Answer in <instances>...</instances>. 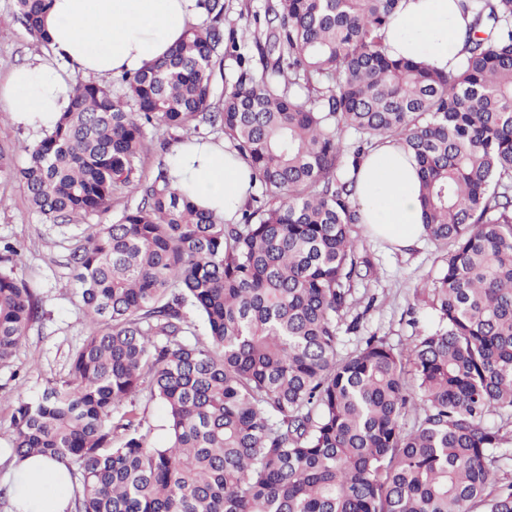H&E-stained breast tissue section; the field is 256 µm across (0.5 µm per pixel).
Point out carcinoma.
Masks as SVG:
<instances>
[{
  "label": "carcinoma",
  "instance_id": "cac0c4a2",
  "mask_svg": "<svg viewBox=\"0 0 512 512\" xmlns=\"http://www.w3.org/2000/svg\"><path fill=\"white\" fill-rule=\"evenodd\" d=\"M14 2L48 43L49 0ZM198 2L209 25L122 75L120 96L77 81L10 171L52 224L140 194L76 240L85 337L66 377L16 404L13 456L78 466L68 512H512V450L488 423L512 417V0H455L471 23L447 71L388 55L400 0H275L253 51L225 35L224 0ZM203 125L263 188L235 223L166 168L136 178L147 127ZM388 140L413 153L426 235L448 244L414 286L437 324L406 351L349 316L373 270L352 236L358 159ZM40 314L1 265L0 366ZM143 397L166 407L164 446ZM136 200L137 193L135 191L125 190L123 193L113 197L112 205L108 212L89 216L85 224H110L126 205L133 204Z\"/></svg>",
  "mask_w": 512,
  "mask_h": 512
}]
</instances>
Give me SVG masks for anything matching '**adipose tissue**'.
<instances>
[{
  "label": "adipose tissue",
  "instance_id": "obj_1",
  "mask_svg": "<svg viewBox=\"0 0 512 512\" xmlns=\"http://www.w3.org/2000/svg\"><path fill=\"white\" fill-rule=\"evenodd\" d=\"M198 0H53L43 19L54 60L26 65L0 83V106L27 132H51L70 104L76 77L135 72L165 57L201 16ZM468 24L454 0H401L385 31L393 56L446 70L457 61ZM173 188L230 220L251 186L248 166L225 143L190 139L169 163ZM357 200L368 230L399 248L425 234L417 163L387 142L359 169ZM16 512H65L70 478L63 464L33 456L5 476Z\"/></svg>",
  "mask_w": 512,
  "mask_h": 512
}]
</instances>
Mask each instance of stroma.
Wrapping results in <instances>:
<instances>
[{"mask_svg":"<svg viewBox=\"0 0 512 512\" xmlns=\"http://www.w3.org/2000/svg\"><path fill=\"white\" fill-rule=\"evenodd\" d=\"M12 4L13 0H0V79L15 67L52 58L49 46L14 20ZM193 136V131L185 129H147L149 150L141 177L152 178L158 167L167 164L169 153L160 149L161 141L175 146ZM75 233V228L51 224L31 211L22 185L0 174V243L18 247L15 274L35 288L44 311L22 339L11 365L0 366V475L12 463L16 402L41 393L48 380L66 376L69 357L85 335L82 302L67 263ZM354 236L374 263L373 274L355 286L356 298L370 306L361 334L380 336L396 348L408 349L418 330L435 323L429 310L416 305L413 287L437 274L448 247L425 237L401 250L370 236L361 225L356 226Z\"/></svg>","mask_w":512,"mask_h":512,"instance_id":"stroma-1","label":"stroma"}]
</instances>
